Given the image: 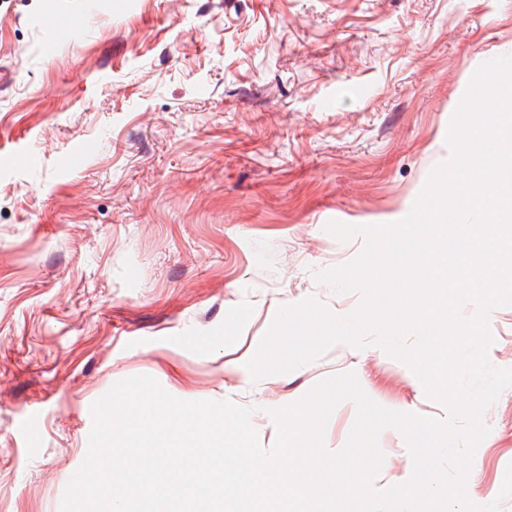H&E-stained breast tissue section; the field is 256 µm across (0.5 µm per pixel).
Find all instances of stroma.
Masks as SVG:
<instances>
[{
    "label": "stroma",
    "mask_w": 512,
    "mask_h": 512,
    "mask_svg": "<svg viewBox=\"0 0 512 512\" xmlns=\"http://www.w3.org/2000/svg\"><path fill=\"white\" fill-rule=\"evenodd\" d=\"M48 2L0 0V512H60L92 403L131 376L251 408L267 449L270 410L346 372L446 420L371 351L256 382L224 364L281 307L358 308L316 274L363 240L325 226L409 214L472 76L512 57V0H57L78 28L49 54ZM490 329L512 368V307ZM483 420L475 503L512 512V387Z\"/></svg>",
    "instance_id": "1"
}]
</instances>
